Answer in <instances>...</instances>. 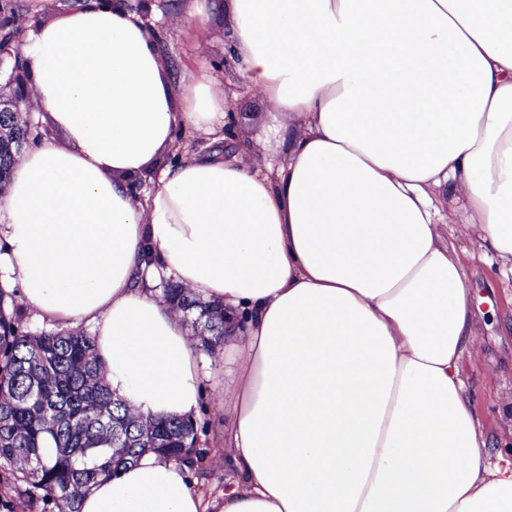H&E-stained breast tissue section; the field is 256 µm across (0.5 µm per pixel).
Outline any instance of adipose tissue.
I'll return each mask as SVG.
<instances>
[{"label":"adipose tissue","instance_id":"obj_1","mask_svg":"<svg viewBox=\"0 0 512 512\" xmlns=\"http://www.w3.org/2000/svg\"><path fill=\"white\" fill-rule=\"evenodd\" d=\"M268 110L173 68L129 0H77L24 30L47 133L0 195V271L36 317L91 323L112 392L196 414L200 366L159 277L224 306L220 498L147 452L81 512H512V457L481 428L455 240L512 261V0H177ZM151 187L135 197L132 185ZM463 222L449 224V204ZM184 143L197 156L205 157L214 152L224 154V142L210 143L209 138L186 131L181 133Z\"/></svg>","mask_w":512,"mask_h":512}]
</instances>
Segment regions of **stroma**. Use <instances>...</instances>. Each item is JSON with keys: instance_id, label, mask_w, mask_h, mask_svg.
Returning <instances> with one entry per match:
<instances>
[{"instance_id": "obj_1", "label": "stroma", "mask_w": 512, "mask_h": 512, "mask_svg": "<svg viewBox=\"0 0 512 512\" xmlns=\"http://www.w3.org/2000/svg\"><path fill=\"white\" fill-rule=\"evenodd\" d=\"M173 0H145L148 25L156 36L166 60L173 65L198 62L233 73L234 65L224 53L223 40L202 43L192 40L183 27L171 26L169 6ZM227 109L234 114L235 134L245 141L260 129L265 101L242 84H235L228 96ZM464 268L471 294L473 330L482 340L480 355L466 360L464 375L481 414L482 426L497 443L512 447V420L502 417L498 408L512 401V277L502 274L496 258L465 259ZM201 399L194 418L195 447L202 458L189 472L192 488L215 496L225 487L226 472L221 458L224 445V418L215 413V404L224 397L228 380L225 363L233 353L229 341L214 350H200Z\"/></svg>"}]
</instances>
